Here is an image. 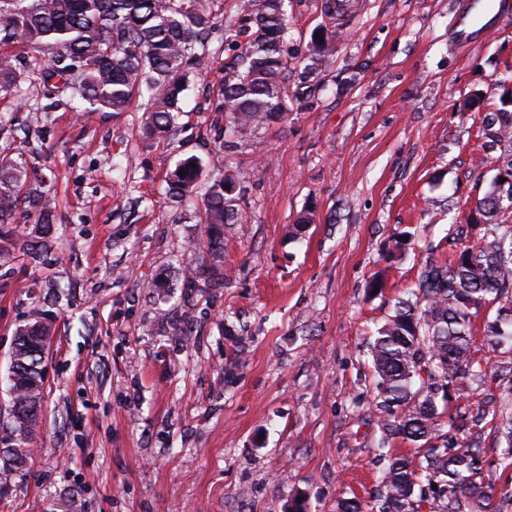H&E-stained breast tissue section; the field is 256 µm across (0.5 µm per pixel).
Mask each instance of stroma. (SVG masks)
Masks as SVG:
<instances>
[{"label": "stroma", "mask_w": 512, "mask_h": 512, "mask_svg": "<svg viewBox=\"0 0 512 512\" xmlns=\"http://www.w3.org/2000/svg\"><path fill=\"white\" fill-rule=\"evenodd\" d=\"M239 2L219 6L168 141L145 138L140 97L89 119L62 103L26 125L14 112L43 88L35 51L18 53L22 76L0 93V152L45 177L56 231L40 260L0 267V423L17 326L36 305L57 324L28 470L0 492V512L374 504L389 415L369 344L426 262L447 259L450 226L495 176L481 118L501 109L498 83L512 77V0H500L505 23L462 50L448 29L464 0H363L343 24L322 0H286L288 112L229 137L210 103ZM318 34L335 38L320 62ZM190 155L204 172L178 201L166 179ZM225 171L240 219L224 227L222 277L184 287L201 261L204 191ZM479 355L488 374L452 413L512 386L501 354Z\"/></svg>", "instance_id": "35a3bbf8"}]
</instances>
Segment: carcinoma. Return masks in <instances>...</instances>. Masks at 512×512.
<instances>
[{
    "label": "carcinoma",
    "instance_id": "obj_1",
    "mask_svg": "<svg viewBox=\"0 0 512 512\" xmlns=\"http://www.w3.org/2000/svg\"><path fill=\"white\" fill-rule=\"evenodd\" d=\"M247 37L212 109L229 115L241 135L288 110L284 47L288 16L284 0H242L239 8ZM218 14L199 0H0V92L20 78L16 58L5 50L25 44L48 51L39 69L46 91L67 95L81 116L124 112L132 99L148 92L146 134L155 140L174 136L186 68L198 57ZM489 148L509 150L486 161L512 170V112L482 118ZM184 175H179V172ZM202 173L194 156L178 161L168 179V193L183 199L195 192ZM22 158L0 154V266L21 256L37 258L49 247L54 202L37 186ZM234 176L211 181L204 194L202 223L207 241L199 266L184 272L196 288L221 273L224 225L239 218L236 197L225 187ZM473 222L448 234V261H430L421 270L412 298L398 301L394 315L370 343L377 397L396 408L387 429L415 445L397 455L380 444L386 462L377 512H500L497 495H507L485 481L484 449L479 441L460 444L456 420L447 415L462 398L466 381L487 375L477 357L473 320L489 303L497 314L485 319L483 339L493 349L512 353V200L491 182L472 210ZM55 317L30 309L15 332L19 336L11 371L10 421L0 426V475L22 468L16 451L28 456L37 430L44 389V337L53 335ZM489 421L512 456V407L485 401L472 417L473 427Z\"/></svg>",
    "mask_w": 512,
    "mask_h": 512
}]
</instances>
